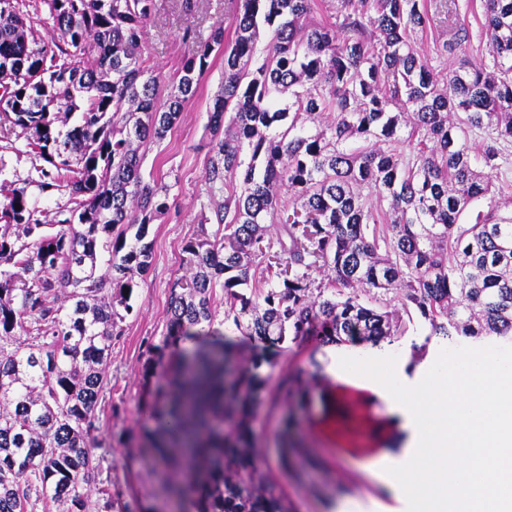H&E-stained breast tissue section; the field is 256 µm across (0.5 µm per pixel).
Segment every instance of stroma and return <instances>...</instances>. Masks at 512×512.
Masks as SVG:
<instances>
[{"label": "stroma", "mask_w": 512, "mask_h": 512, "mask_svg": "<svg viewBox=\"0 0 512 512\" xmlns=\"http://www.w3.org/2000/svg\"><path fill=\"white\" fill-rule=\"evenodd\" d=\"M156 26L144 41L150 63L170 87L174 71L191 49L183 34L193 29L208 36L212 25L230 24L233 0H205L203 17L183 15L176 0H157ZM224 68L214 64L203 78L202 97L190 102L167 137L145 150L143 168L162 176L169 185L170 209L151 224L146 239L151 242L153 262L138 277L131 303L133 311L122 322V334L112 341L107 368L108 385L98 406L99 445L94 448L97 466L92 494L100 504L111 494V512H166L167 498L160 481L162 459L145 444V433L155 422L151 410L159 395L157 387L175 370V346L166 345L168 297L173 284L188 277L187 242L213 233V225H200L199 215L208 197L204 171L208 162L210 134L206 129L207 102L217 93ZM42 159L29 155L20 129L0 127V184L26 187L39 210L57 211L68 201L66 192L41 189ZM388 354L422 351V365L448 358L451 344L431 335L428 326L408 324L402 334L381 341ZM270 388L274 393L254 423L257 449L265 472L286 494L292 512H332L336 502L352 496L363 512H401V503L389 499L374 479L379 460L398 452L402 433L388 410L368 393L346 387L332 373L330 347L285 340L273 347ZM311 376L309 405L291 410L276 395L281 378L293 370ZM295 415L294 438L298 452L285 454L279 433V418L286 411Z\"/></svg>", "instance_id": "1"}]
</instances>
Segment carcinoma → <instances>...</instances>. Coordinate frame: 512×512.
<instances>
[{"label": "carcinoma", "mask_w": 512, "mask_h": 512, "mask_svg": "<svg viewBox=\"0 0 512 512\" xmlns=\"http://www.w3.org/2000/svg\"><path fill=\"white\" fill-rule=\"evenodd\" d=\"M44 2L48 39L19 0H0V120L27 134L41 187L71 206L43 222L15 187L0 209V512H89L112 339L153 262L148 225L168 210L140 149L199 96L214 53L224 86L204 182L222 201L200 212L212 237L185 247L168 336L211 323L218 286L224 321L271 343L378 344L415 319L449 341L512 336V209L489 174L512 144V0L482 3L491 71L470 60L455 0L440 3L452 38L437 48L459 57L444 88L418 42L425 0H338L318 23L324 0H236L230 27L199 43L185 32L164 97L144 57L155 0ZM265 365V352L238 365L228 349L176 364L146 438L177 512H289L255 458ZM280 393L303 402L310 381L289 372Z\"/></svg>", "instance_id": "1"}]
</instances>
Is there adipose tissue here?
Segmentation results:
<instances>
[{
    "mask_svg": "<svg viewBox=\"0 0 512 512\" xmlns=\"http://www.w3.org/2000/svg\"><path fill=\"white\" fill-rule=\"evenodd\" d=\"M406 358L351 353L333 367L400 422L402 453L376 472L413 512H512V362L463 351L408 375Z\"/></svg>",
    "mask_w": 512,
    "mask_h": 512,
    "instance_id": "obj_1",
    "label": "adipose tissue"
}]
</instances>
